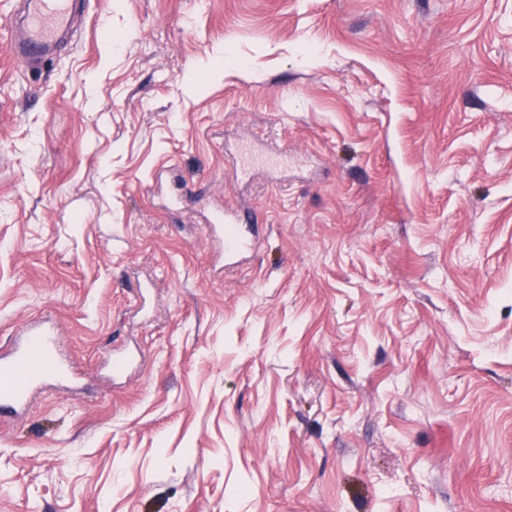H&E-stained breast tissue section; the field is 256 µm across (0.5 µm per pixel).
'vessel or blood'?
<instances>
[{
  "label": "vessel or blood",
  "mask_w": 512,
  "mask_h": 512,
  "mask_svg": "<svg viewBox=\"0 0 512 512\" xmlns=\"http://www.w3.org/2000/svg\"><path fill=\"white\" fill-rule=\"evenodd\" d=\"M16 19L6 30L9 55L31 64L53 55L72 37L83 4L81 0H18ZM211 235L224 245V255L236 258L251 253L254 241L235 215L224 213L210 220ZM24 340L10 358L0 359V412L27 403L51 383L72 381L68 363L60 353L59 332L47 321L28 323Z\"/></svg>",
  "instance_id": "b4317fda"
}]
</instances>
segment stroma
Returning <instances> with one entry per match:
<instances>
[{
    "instance_id": "1",
    "label": "stroma",
    "mask_w": 512,
    "mask_h": 512,
    "mask_svg": "<svg viewBox=\"0 0 512 512\" xmlns=\"http://www.w3.org/2000/svg\"><path fill=\"white\" fill-rule=\"evenodd\" d=\"M40 318L78 382L0 416V512H512V0H86L53 61L0 46V352ZM235 215L228 211L209 221L208 229L211 235L224 243V257L237 258L251 253L254 248V241L243 229L242 224H237ZM228 228H233L229 231Z\"/></svg>"
}]
</instances>
